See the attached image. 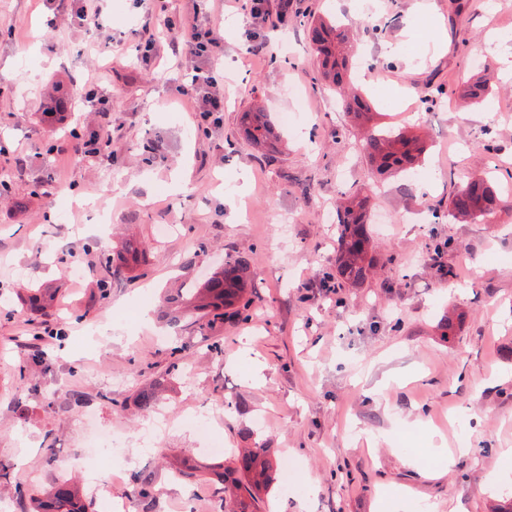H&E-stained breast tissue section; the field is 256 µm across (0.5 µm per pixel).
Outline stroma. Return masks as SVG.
<instances>
[{"label":"stroma","instance_id":"1","mask_svg":"<svg viewBox=\"0 0 512 512\" xmlns=\"http://www.w3.org/2000/svg\"><path fill=\"white\" fill-rule=\"evenodd\" d=\"M414 2L268 0L263 20L240 0L214 19L230 95L221 126L206 128L178 99L189 68L166 48L139 59L149 32L136 0H105L96 27L45 0H0V468L12 481L44 492L72 478L89 512H179L189 499L213 512L207 472L260 443L275 464L261 512H403L395 489L404 512H512V0H428L424 16ZM330 15L350 26L380 122L430 143L418 178L373 173L361 129L318 81L307 28ZM115 39L126 56L110 57ZM481 70L495 76L485 105L423 102ZM90 88L111 112L84 107ZM256 105L273 130L263 146L242 126ZM105 133L110 153L77 154V140ZM486 171L504 207L453 222L451 195ZM362 189L389 225L369 229L376 271L323 287L336 227L322 214ZM123 240L149 249L116 272L103 258ZM236 258L249 265V320L185 330L159 319L167 288ZM25 286L56 290L48 315L18 312ZM449 313L461 320L445 335ZM175 363L188 375L163 394L173 423L138 447L153 418L135 396ZM197 412L206 429L190 424ZM89 416L129 444L100 472L104 496L87 488ZM446 448L458 451L449 465Z\"/></svg>","mask_w":512,"mask_h":512}]
</instances>
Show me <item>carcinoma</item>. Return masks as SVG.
Instances as JSON below:
<instances>
[{"label":"carcinoma","instance_id":"1","mask_svg":"<svg viewBox=\"0 0 512 512\" xmlns=\"http://www.w3.org/2000/svg\"><path fill=\"white\" fill-rule=\"evenodd\" d=\"M309 39L318 59L319 72L336 93H344L351 83L352 50L349 36L342 25L326 18L309 25ZM492 92L491 78L485 74L471 80L462 97L471 104L483 103ZM345 110L358 124L374 119L371 103L359 93L345 98ZM245 134L255 144L269 141L271 127L265 113L255 110L245 114ZM361 149L371 169L378 175L405 173L419 166L428 150L420 135L406 129L377 126L361 140ZM503 203L492 182L485 176L466 184L450 198L452 215L461 222H483ZM369 197L353 193L336 207L337 254L336 276L351 284L362 282L372 269L375 257L368 233ZM145 251L124 242L104 258L108 266L125 267L144 259ZM248 264L244 259L215 269L203 282L193 288H177L165 295L161 316L174 324L182 321L188 326L198 323L209 329L224 325L226 320H247L252 316L253 300L245 288ZM27 305L35 312L46 311L53 295L27 290ZM167 378L163 375L142 389L136 399L140 410L151 412L158 404V393ZM274 465L270 449L261 445L246 448L224 470L213 473V480L222 484L224 498L219 508L224 512H255L265 491L273 480ZM17 498L29 500L33 512H88L85 502L69 482L59 483L47 494L30 492L16 487Z\"/></svg>","mask_w":512,"mask_h":512}]
</instances>
